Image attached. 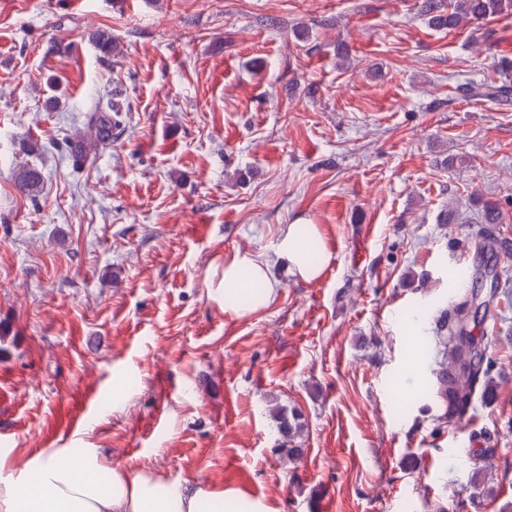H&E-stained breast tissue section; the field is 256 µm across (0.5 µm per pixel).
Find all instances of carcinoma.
Here are the masks:
<instances>
[{
  "instance_id": "obj_1",
  "label": "carcinoma",
  "mask_w": 512,
  "mask_h": 512,
  "mask_svg": "<svg viewBox=\"0 0 512 512\" xmlns=\"http://www.w3.org/2000/svg\"><path fill=\"white\" fill-rule=\"evenodd\" d=\"M419 12L428 18L431 26L451 29L464 22H479L501 15L512 9V0H419ZM509 84L477 85L472 94L488 98L507 96ZM115 111V104L98 102L95 112L99 116L93 122L95 138L105 141L112 132L111 118L107 112ZM15 182L19 189L31 196L36 195L43 185L42 171L35 165L25 164L15 171ZM502 212L498 203L487 201L477 218L479 224H499ZM478 251L488 255L491 261L484 264L485 273L492 275L496 285L509 281L508 270L500 266V259L512 257V246L497 239L492 232L483 228L475 233ZM480 319L473 313V301L466 291L441 311L435 345L438 349L437 368L432 370L431 391L441 404L454 412L465 411L472 402L476 389L491 385L489 377L491 363L486 348L482 347L483 337L473 333ZM277 428L282 438L280 463L285 466L300 455L301 449L294 447L295 439L302 435L305 422L297 410L286 411L278 406L272 409Z\"/></svg>"
}]
</instances>
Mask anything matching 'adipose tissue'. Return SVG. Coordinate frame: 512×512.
I'll return each instance as SVG.
<instances>
[{
    "label": "adipose tissue",
    "mask_w": 512,
    "mask_h": 512,
    "mask_svg": "<svg viewBox=\"0 0 512 512\" xmlns=\"http://www.w3.org/2000/svg\"><path fill=\"white\" fill-rule=\"evenodd\" d=\"M314 224H288L272 255L237 253L213 263L208 294L225 313L241 317L274 298L276 266L311 281L322 266L308 263L304 245L319 241ZM11 455L0 452V512H200L204 500L223 501L237 512L234 491L169 478L149 469L108 463L95 449L73 455L68 448H42L28 460L21 479L9 478Z\"/></svg>",
    "instance_id": "1"
}]
</instances>
